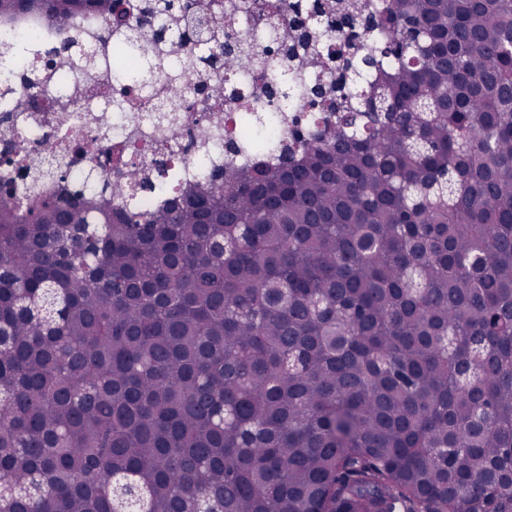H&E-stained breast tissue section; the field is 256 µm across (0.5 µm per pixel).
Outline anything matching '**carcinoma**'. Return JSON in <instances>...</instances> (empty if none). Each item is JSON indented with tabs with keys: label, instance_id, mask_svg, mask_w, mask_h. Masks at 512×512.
<instances>
[{
	"label": "carcinoma",
	"instance_id": "carcinoma-1",
	"mask_svg": "<svg viewBox=\"0 0 512 512\" xmlns=\"http://www.w3.org/2000/svg\"><path fill=\"white\" fill-rule=\"evenodd\" d=\"M23 14L67 33L31 112L60 61L190 39L171 79L245 62L303 107L266 87L270 138L226 145L266 163L161 201L63 157L0 181L10 512H512V0H0ZM239 14L279 42L221 32Z\"/></svg>",
	"mask_w": 512,
	"mask_h": 512
}]
</instances>
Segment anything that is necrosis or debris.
Segmentation results:
<instances>
[{"label": "necrosis or debris", "mask_w": 512, "mask_h": 512, "mask_svg": "<svg viewBox=\"0 0 512 512\" xmlns=\"http://www.w3.org/2000/svg\"><path fill=\"white\" fill-rule=\"evenodd\" d=\"M27 23L18 20L0 23V97L12 101L15 110L0 114V156L17 152L37 160L42 148L72 158L71 174L77 175L90 164L104 162V148L141 144L136 169L149 177L159 161L180 168L187 175H200L221 166L227 156L224 140L232 126L224 112H182L174 125L158 124L154 110L162 101L178 97L192 101L200 77L189 73L171 82L166 70L155 71L141 88L137 105L121 112L98 110V100L112 94L111 80L89 81L61 74L54 93L66 107L57 112H33L18 87V72L27 57L21 49ZM71 101L81 102L78 110L68 109Z\"/></svg>", "instance_id": "obj_1"}]
</instances>
